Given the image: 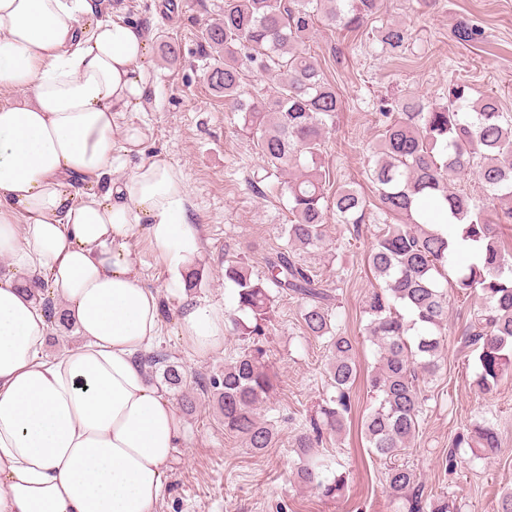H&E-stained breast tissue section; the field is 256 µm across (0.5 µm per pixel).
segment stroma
<instances>
[{
    "mask_svg": "<svg viewBox=\"0 0 512 512\" xmlns=\"http://www.w3.org/2000/svg\"><path fill=\"white\" fill-rule=\"evenodd\" d=\"M95 3L98 18L111 17L118 5L129 22L149 33L147 63L157 103L132 119L150 128L145 155H166L185 173L190 214L202 241L192 266L202 271L203 281L192 290L172 287L145 235L133 241L147 286L164 301L157 347L184 366L187 388L197 402L195 412L181 416L185 441L174 454L169 491L157 512H396L385 492L384 465L360 433L371 406L366 376L374 365L363 300L375 284L366 254L375 232L377 197L365 168L380 139L378 117L385 100L413 94L442 104L449 87L458 85L473 100L496 96L502 111L512 114V0H381L373 26L397 22L410 33L406 48L396 55L386 53L373 35L330 30L320 23L306 41L341 100L323 154L330 187H356L367 203L359 228L329 223V253L309 258L325 288L338 298L334 322L353 338L358 364L346 429L320 449L349 475L345 497L335 499L321 497L296 477L294 436L331 393L325 343L303 334L298 301L278 298L269 331L259 339L277 383L276 393L260 404L259 412L280 420L278 442L260 454L225 432L208 389L210 378L247 347V339L226 335L221 350L202 357L178 335L180 313L187 305L234 310V291L224 282L225 258L242 255L255 274H264L267 256L282 245L277 227L289 219L287 196L278 190L277 178L266 175L252 142L241 135L239 115L206 83L209 61L199 34L221 0ZM465 23L479 26L482 39L458 42L454 31ZM166 42L180 49L176 65L160 56ZM470 318L469 301L450 294L444 366L421 385L422 421L404 460L419 472L425 495L447 497L455 512H497L502 493L512 488V373L490 393L477 390L473 381L481 371L479 352L466 346L463 336ZM482 420L495 426L501 442L498 455L488 460L454 445L468 425Z\"/></svg>",
    "mask_w": 512,
    "mask_h": 512,
    "instance_id": "stroma-1",
    "label": "stroma"
}]
</instances>
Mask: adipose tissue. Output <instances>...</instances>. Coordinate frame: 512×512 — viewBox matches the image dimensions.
Wrapping results in <instances>:
<instances>
[{
	"label": "adipose tissue",
	"mask_w": 512,
	"mask_h": 512,
	"mask_svg": "<svg viewBox=\"0 0 512 512\" xmlns=\"http://www.w3.org/2000/svg\"><path fill=\"white\" fill-rule=\"evenodd\" d=\"M149 38L91 0H0V512H156L181 440L170 399L137 360L160 336V294L132 249L145 234L180 274L200 249L185 174L148 138ZM28 97L5 98L10 89ZM47 276L84 342L44 353L48 319L22 290ZM225 317L190 305L197 354Z\"/></svg>",
	"instance_id": "obj_1"
}]
</instances>
